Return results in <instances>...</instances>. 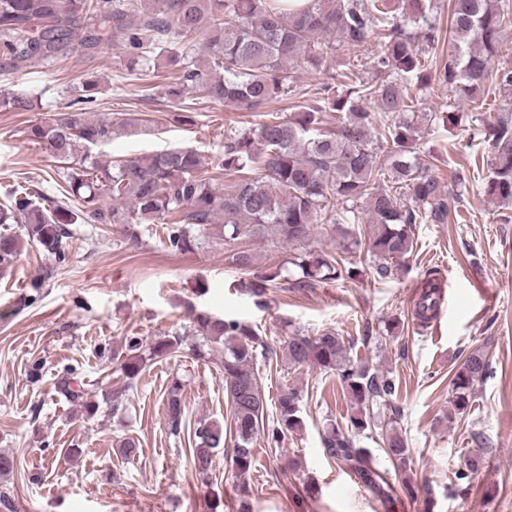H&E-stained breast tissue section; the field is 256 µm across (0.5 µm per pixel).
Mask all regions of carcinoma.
I'll use <instances>...</instances> for the list:
<instances>
[{
	"label": "carcinoma",
	"instance_id": "carcinoma-1",
	"mask_svg": "<svg viewBox=\"0 0 512 512\" xmlns=\"http://www.w3.org/2000/svg\"><path fill=\"white\" fill-rule=\"evenodd\" d=\"M448 9V26L441 10ZM512 29L509 0H0V70L19 72L34 61L54 63L74 48L90 56L106 43L145 62L149 76L163 79L167 96L188 93L254 113L250 128L224 133V153L213 166L191 148L170 146L146 155L105 162L92 148L117 132L140 128L143 119L100 117L88 112L96 84L82 83L67 110L28 127L27 136L44 144L60 164L65 192L78 200L71 209L33 186L13 188L0 204V224H22L56 262L65 260L71 224H118L131 243L151 225L165 247L191 252L208 242L235 247L232 259L254 272L261 297L270 288L309 291L324 283L352 280L359 273L352 255L366 253L376 280L395 276L414 250L415 225L457 221L463 198L445 192L433 174L431 149L418 146L419 125L442 121L452 131L467 115L429 112L424 92L437 85L455 100L472 105L471 143L486 158L483 196L496 208L512 206V64L499 60ZM377 42V53L361 69L350 60ZM341 53L339 68L328 66ZM164 57L173 70L150 65ZM312 69L325 76L319 87L297 85V74ZM498 99L497 115L480 117L488 95ZM294 100L290 111L267 112L281 97ZM0 108L30 112L25 93L0 99ZM231 178L224 184V177ZM402 190L398 201L392 187ZM112 200L111 205L104 199ZM341 237L338 252L305 249L316 230ZM263 240L291 249L288 269L260 272L256 256L242 245ZM20 247L17 235L0 233V266L11 264ZM416 314L424 323L438 308L436 284L427 281ZM192 351L199 358L211 345H224V390L233 429L231 464L243 481L253 461V440L264 425L267 406L258 373L257 350L271 353L252 325L206 312L192 316ZM183 334L147 346L127 343L121 363L125 382L112 390V411H120L132 380L146 363L178 352ZM288 365L336 372L350 398L346 425L332 424L322 435L325 455L359 476L374 492L394 491L389 471L356 436L372 429L378 411L391 405L396 383L384 372L354 362L338 333H304L285 340ZM491 372L487 352L475 348L456 370L451 384L453 413L470 410L475 387ZM58 392L83 403L88 415L96 403L66 369ZM302 394L297 387L277 399V419L268 439L278 443L302 429ZM181 385L170 386L167 425L172 435L184 425ZM198 443L190 449L194 471L208 477L224 427L199 423ZM383 452L402 471L411 469L408 440L395 431L383 437ZM482 458L475 454L455 472V490L468 494Z\"/></svg>",
	"mask_w": 512,
	"mask_h": 512
}]
</instances>
